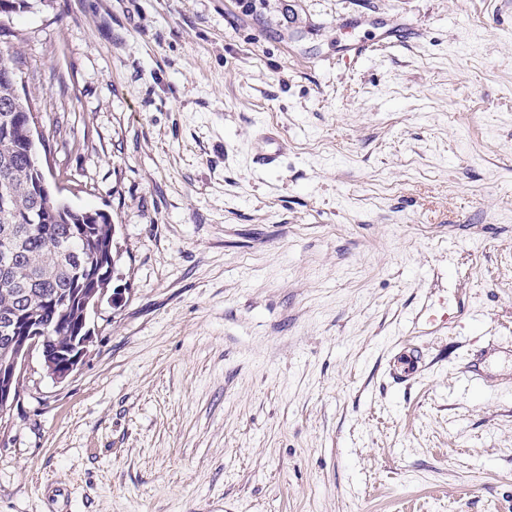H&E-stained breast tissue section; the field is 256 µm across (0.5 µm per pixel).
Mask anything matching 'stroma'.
Returning <instances> with one entry per match:
<instances>
[{"label": "stroma", "mask_w": 512, "mask_h": 512, "mask_svg": "<svg viewBox=\"0 0 512 512\" xmlns=\"http://www.w3.org/2000/svg\"><path fill=\"white\" fill-rule=\"evenodd\" d=\"M1 43L122 295L30 356L0 512H512V0H30ZM420 352L414 351L412 355H406L397 361L393 369L390 371V378L396 384H406L413 378L418 369V360Z\"/></svg>", "instance_id": "stroma-1"}]
</instances>
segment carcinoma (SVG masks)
<instances>
[{"mask_svg":"<svg viewBox=\"0 0 512 512\" xmlns=\"http://www.w3.org/2000/svg\"><path fill=\"white\" fill-rule=\"evenodd\" d=\"M19 63L12 46H0V122L7 116L12 124L9 133L0 126V191L13 197L12 208H0V230L12 232L16 251L13 274L0 276V316L14 318L7 332L0 331V365L8 358L2 336H12L27 325L41 326L56 338L81 335L78 297L96 288L99 278L93 273L77 276L73 255L62 250L75 251L83 264L103 273L117 253L107 215L76 211L55 198L34 199L32 189L41 178V167L36 151L20 140V129L33 113L6 73Z\"/></svg>","mask_w":512,"mask_h":512,"instance_id":"cac0c4a2","label":"carcinoma"}]
</instances>
